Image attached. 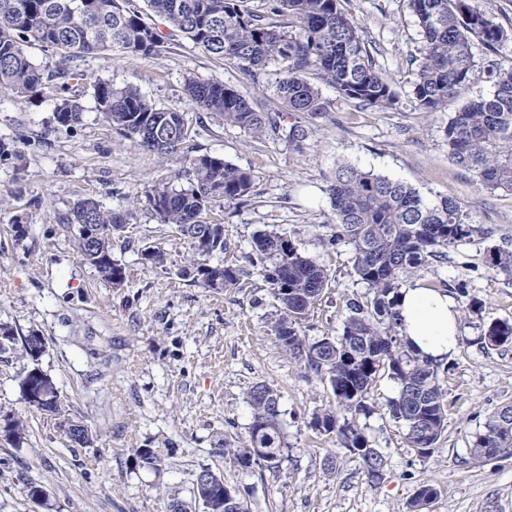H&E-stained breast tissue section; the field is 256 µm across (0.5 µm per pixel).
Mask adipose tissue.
I'll return each mask as SVG.
<instances>
[{
	"mask_svg": "<svg viewBox=\"0 0 512 512\" xmlns=\"http://www.w3.org/2000/svg\"><path fill=\"white\" fill-rule=\"evenodd\" d=\"M402 334L420 356L445 361L460 336L459 306L444 289L423 281L405 285L400 293Z\"/></svg>",
	"mask_w": 512,
	"mask_h": 512,
	"instance_id": "ef3b65f1",
	"label": "adipose tissue"
}]
</instances>
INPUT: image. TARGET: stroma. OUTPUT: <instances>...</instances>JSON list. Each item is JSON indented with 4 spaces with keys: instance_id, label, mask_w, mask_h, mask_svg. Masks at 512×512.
Wrapping results in <instances>:
<instances>
[{
    "instance_id": "stroma-1",
    "label": "stroma",
    "mask_w": 512,
    "mask_h": 512,
    "mask_svg": "<svg viewBox=\"0 0 512 512\" xmlns=\"http://www.w3.org/2000/svg\"><path fill=\"white\" fill-rule=\"evenodd\" d=\"M362 27L378 65L391 77L403 106L379 112L350 107L310 118L301 147L274 136H258L201 111L186 95L189 79H216L258 104L273 102L276 75L250 82L183 37L164 21L155 26L170 40L162 56H88L78 59L73 79L47 82L31 100L0 98V137L15 139L20 158L0 159V322L16 336L36 330L46 351L41 368L54 379L61 415L28 408L18 377L27 367L20 349L0 353V409L28 422L19 446L0 439V512H168L179 500L191 512L193 479L210 467L236 491L248 512H408L417 488L438 491L430 512H512V457L470 461V446L488 417L512 402V348L485 346L480 338L496 321H512V278L488 268L484 242L464 241L447 261L430 265L424 278L448 290L465 285L481 303L479 313L460 315L461 340L440 372L447 420L431 456L414 451L403 424L387 404L397 394L388 377L376 382L374 410L357 423L384 460L374 484L360 459L334 438L312 430L314 413L333 404L329 386L282 352L269 330L277 302L261 263L253 262V239L275 227L324 266L329 281L305 323L309 340L342 333L346 302L365 299L367 288L353 271L352 250L331 245V203L325 177L348 161L407 183L427 198L461 202L474 223L495 229L494 242L512 249V195L479 188L448 157V114L469 99L494 91L476 77L447 111L431 117L411 111L412 60L421 37L404 0H344ZM133 86L157 106L184 113L191 154H212L253 170L255 194L237 208L212 204L206 219L224 226V263L243 269L237 288L213 293L181 277L188 247L177 230L160 224L145 206L144 192L175 180L178 164L162 162L124 138L93 109V83ZM81 102V125L57 128L56 99ZM83 197L132 218L112 255L125 269L124 287L110 288L78 255L74 230L63 216ZM30 224V238L15 237V219ZM158 246L164 266L141 251ZM273 384L280 395L288 446L279 467L248 474L232 457L214 452L215 435L244 439L252 410L247 393ZM85 423L94 442L70 446L60 418ZM161 457L157 469L138 464L141 449ZM335 470H326L327 457ZM48 493L30 499L25 482Z\"/></svg>"
}]
</instances>
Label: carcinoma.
<instances>
[{"label":"carcinoma","instance_id":"cac0c4a2","mask_svg":"<svg viewBox=\"0 0 512 512\" xmlns=\"http://www.w3.org/2000/svg\"><path fill=\"white\" fill-rule=\"evenodd\" d=\"M150 14L164 20L192 44L239 69L249 80L279 67L274 94L279 107L263 110L240 91L213 79H193L188 97L199 109L256 135L273 134L297 146L309 136L304 115L317 117L333 105H354L387 112L400 106L391 80L376 63L361 26L342 0H265L266 14L258 15L246 0H144ZM421 35L414 60L410 103L415 112L431 115L476 77L472 52L477 41L488 51L512 37L480 8L478 0H405ZM37 43L57 58L56 77L72 78L71 64L89 55L114 52L153 59L167 45L157 29L124 0H0V96L34 98L44 82L43 70L29 58L26 47ZM493 83L489 97L467 102L448 118L444 136L448 157L473 176L481 188L512 194V67L495 61L483 69ZM336 98L323 97L320 84ZM95 109L119 133L135 140L146 153L162 161L185 165L188 185L154 184L145 190L147 209L160 224H173L191 253L194 281L214 292L237 287L243 270L207 259L224 253V225L209 224L203 215L216 201L238 206L254 195L256 176L219 156H192L185 151L188 126L176 107L160 108L136 88H116L108 81L93 85ZM56 125L72 130L83 121L84 107L62 98L53 109ZM325 192L330 198L331 242L351 246L353 270L368 288L364 301L351 300L342 334L311 342L304 324L321 301L327 270L293 244L283 247V235L272 228L258 233L253 251L279 303L271 320L278 346L324 380L336 409L314 414L311 427L322 435H336L344 449L358 456L364 475L380 482L376 471L384 465L355 423V416L372 412L368 404L373 385L382 376L398 388L389 403L393 419L404 424L412 448H432L446 423L445 395L439 382L442 364L422 358L401 336L398 311L400 290L435 262L448 259V250L465 239L487 241L495 232L472 221L458 201H431L412 186L365 171L348 162L336 165ZM130 215L103 208L93 198H80L69 207L64 223L75 227L76 247L84 263L103 283L121 288L126 271L112 258V240ZM93 225L89 239L84 225ZM487 262L512 276V250L499 245L487 249ZM487 346H512V323L496 321L483 334ZM45 340L35 330L22 339V357L31 366L20 374L21 396L44 391L34 410L59 413V390L39 366ZM252 421L240 446L223 435L212 447L230 455L244 471L256 466L278 467L286 447L280 394L258 383L247 394ZM352 418L339 417V411ZM7 428L0 437L25 442L26 421L6 412ZM470 460L479 464L512 456V403L489 417L484 433L473 441ZM211 489H195L210 512H246L244 503L211 473ZM437 497L432 485H422L409 502V512H429Z\"/></svg>","mask_w":512,"mask_h":512}]
</instances>
